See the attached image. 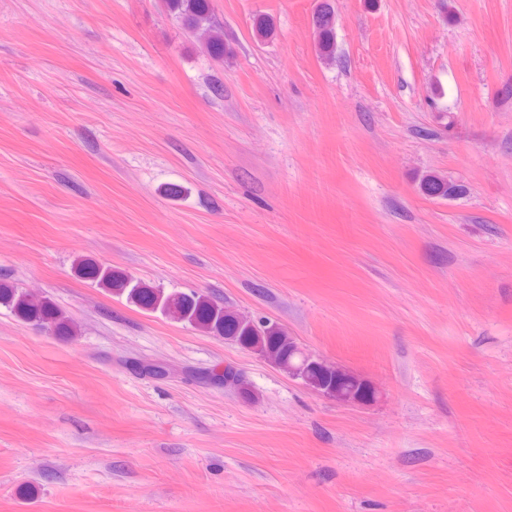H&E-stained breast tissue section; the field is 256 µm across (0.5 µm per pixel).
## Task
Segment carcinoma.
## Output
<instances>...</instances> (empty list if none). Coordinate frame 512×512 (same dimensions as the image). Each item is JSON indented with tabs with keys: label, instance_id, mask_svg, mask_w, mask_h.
<instances>
[{
	"label": "carcinoma",
	"instance_id": "carcinoma-1",
	"mask_svg": "<svg viewBox=\"0 0 512 512\" xmlns=\"http://www.w3.org/2000/svg\"><path fill=\"white\" fill-rule=\"evenodd\" d=\"M165 7L180 22L182 29L202 44L209 56L224 58L227 53L224 33L215 22L210 0H165ZM313 18L318 56L324 62L331 63L335 60L336 35L330 0H318ZM419 188L432 199L455 198L465 193L463 186L435 173L424 175ZM81 273L101 288L126 295L129 302L144 310L159 312L203 331L216 333L256 351L285 369L300 361L297 346L284 327L267 326L256 332L251 327L252 321L204 294L167 293L145 282L135 283L110 266L87 264L81 268ZM0 305L25 320L50 325L59 333L69 331V324L62 312L44 298H35L15 288L0 287ZM302 380L317 390L339 391L358 400H369L373 395L372 388L365 382L324 361H316L308 366Z\"/></svg>",
	"mask_w": 512,
	"mask_h": 512
}]
</instances>
